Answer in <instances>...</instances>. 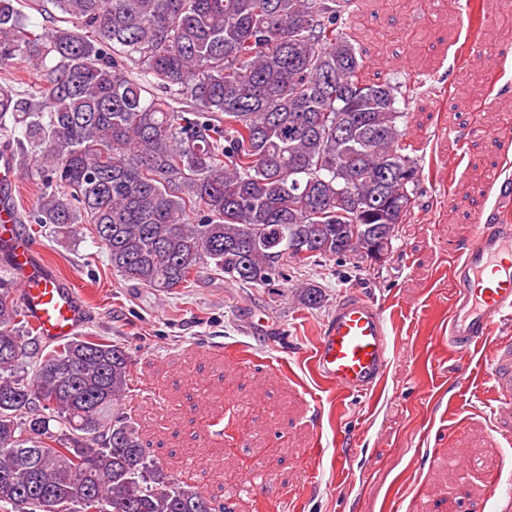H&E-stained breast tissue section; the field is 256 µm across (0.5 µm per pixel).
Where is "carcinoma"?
Wrapping results in <instances>:
<instances>
[{
	"mask_svg": "<svg viewBox=\"0 0 512 512\" xmlns=\"http://www.w3.org/2000/svg\"><path fill=\"white\" fill-rule=\"evenodd\" d=\"M0 0V125L36 155L34 223L95 226L123 280L168 295L202 270L269 286L284 263L392 249L423 173L400 130L423 87L374 82L349 0ZM0 277V512H227L153 458L123 408L125 344L41 343ZM321 287L299 288L306 308ZM33 76L31 69L24 63L0 67V85H10L22 90L26 88Z\"/></svg>",
	"mask_w": 512,
	"mask_h": 512,
	"instance_id": "cac0c4a2",
	"label": "carcinoma"
}]
</instances>
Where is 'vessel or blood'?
Returning <instances> with one entry per match:
<instances>
[{
	"label": "vessel or blood",
	"instance_id": "b4317fda",
	"mask_svg": "<svg viewBox=\"0 0 512 512\" xmlns=\"http://www.w3.org/2000/svg\"><path fill=\"white\" fill-rule=\"evenodd\" d=\"M18 173L8 147H0V266L13 277L21 309L38 336L52 343L76 335L86 309L74 286L40 259L39 245L23 235L14 200ZM476 236L453 267L454 293L448 344L469 351L493 327L512 322V226L476 217ZM390 357V340L376 305L362 296L342 301L327 321L314 351L321 377L351 394L372 390ZM490 376L500 399L499 419L512 422V341L497 343Z\"/></svg>",
	"mask_w": 512,
	"mask_h": 512
}]
</instances>
